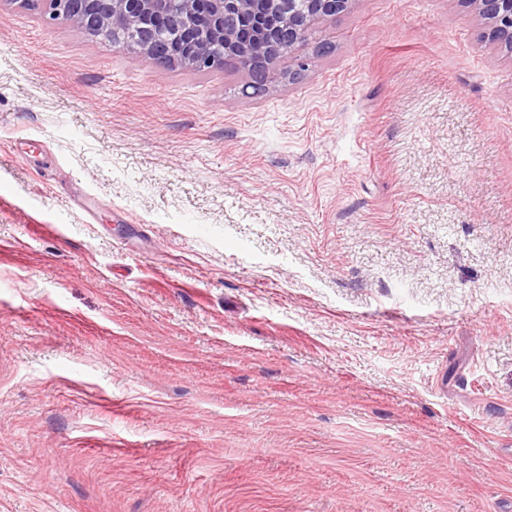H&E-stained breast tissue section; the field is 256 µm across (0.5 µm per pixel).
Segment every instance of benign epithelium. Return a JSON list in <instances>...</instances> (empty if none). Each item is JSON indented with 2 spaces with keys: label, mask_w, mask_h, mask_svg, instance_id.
Segmentation results:
<instances>
[{
  "label": "benign epithelium",
  "mask_w": 512,
  "mask_h": 512,
  "mask_svg": "<svg viewBox=\"0 0 512 512\" xmlns=\"http://www.w3.org/2000/svg\"><path fill=\"white\" fill-rule=\"evenodd\" d=\"M44 1L49 17L86 35H107L159 66L206 71L227 62L246 68L259 90L278 60L304 41L318 20L344 13L351 0H17ZM487 36L512 54V0H464Z\"/></svg>",
  "instance_id": "7a95c632"
}]
</instances>
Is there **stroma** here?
Returning a JSON list of instances; mask_svg holds the SVG:
<instances>
[{
  "label": "stroma",
  "instance_id": "stroma-1",
  "mask_svg": "<svg viewBox=\"0 0 512 512\" xmlns=\"http://www.w3.org/2000/svg\"><path fill=\"white\" fill-rule=\"evenodd\" d=\"M485 30L352 0L256 92L0 0V512H512Z\"/></svg>",
  "mask_w": 512,
  "mask_h": 512
}]
</instances>
